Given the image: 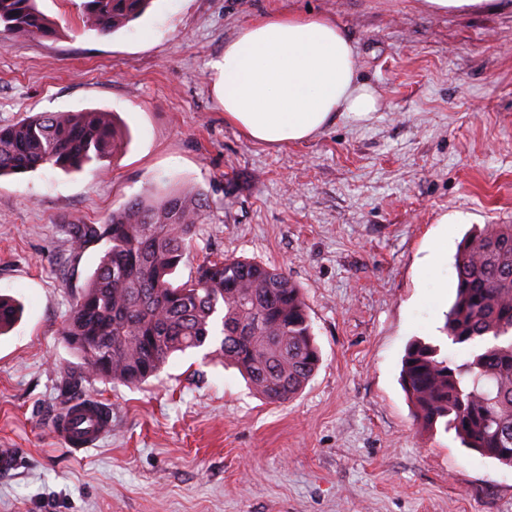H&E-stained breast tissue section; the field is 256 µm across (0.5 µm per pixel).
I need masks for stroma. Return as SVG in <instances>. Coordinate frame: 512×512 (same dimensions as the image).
Instances as JSON below:
<instances>
[{"label": "stroma", "mask_w": 512, "mask_h": 512, "mask_svg": "<svg viewBox=\"0 0 512 512\" xmlns=\"http://www.w3.org/2000/svg\"><path fill=\"white\" fill-rule=\"evenodd\" d=\"M79 0H38L52 39L0 46V126L40 112L111 111L121 151L92 169L0 178V512H512V467L421 430L400 384L415 339L442 332L462 239L512 224V0L474 14L425 0H153L130 27L84 29ZM329 16L378 111L268 145L224 119V47L267 14ZM192 187L209 209L174 283L216 256L278 268L303 291L321 362L272 404L203 350L140 388L90 379L112 415L98 446L62 447L52 421L80 357L62 330L104 253L72 257L71 224ZM462 211L463 224H443Z\"/></svg>", "instance_id": "35a3bbf8"}]
</instances>
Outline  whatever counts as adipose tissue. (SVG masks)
I'll return each mask as SVG.
<instances>
[{
    "label": "adipose tissue",
    "instance_id": "1",
    "mask_svg": "<svg viewBox=\"0 0 512 512\" xmlns=\"http://www.w3.org/2000/svg\"><path fill=\"white\" fill-rule=\"evenodd\" d=\"M354 49L333 19L270 14L224 48V119L248 138L283 145L320 132L336 115L377 111L374 89L356 78Z\"/></svg>",
    "mask_w": 512,
    "mask_h": 512
}]
</instances>
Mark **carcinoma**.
Instances as JSON below:
<instances>
[{
    "mask_svg": "<svg viewBox=\"0 0 512 512\" xmlns=\"http://www.w3.org/2000/svg\"><path fill=\"white\" fill-rule=\"evenodd\" d=\"M151 0H82L85 27L108 35L140 18ZM54 22L36 0H0V40L53 38ZM112 113L53 112L0 127V176L42 167H91L119 149ZM207 204L192 188L127 201L102 224H70L74 255L105 242L100 263L74 296L63 336L83 361L67 375L61 409L82 400L84 376L140 386L175 353L207 347L208 357L236 368L267 401L296 396L320 355L301 289L275 267L216 257L191 279L173 284ZM455 297L442 328L469 344L466 361L411 341L401 382L426 429L441 424L463 447L512 466V224H487L455 256ZM0 298V330L17 317Z\"/></svg>",
    "mask_w": 512,
    "mask_h": 512,
    "instance_id": "1",
    "label": "carcinoma"
}]
</instances>
